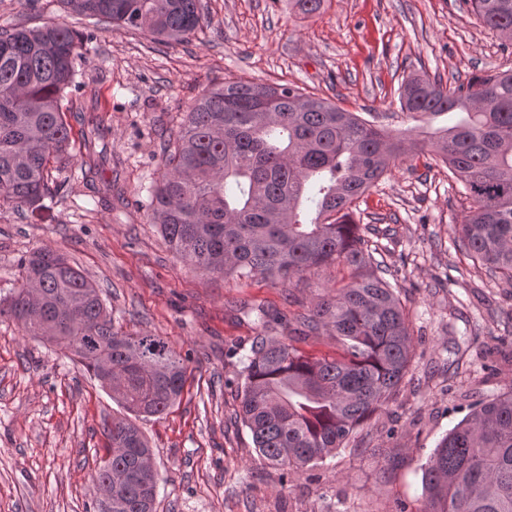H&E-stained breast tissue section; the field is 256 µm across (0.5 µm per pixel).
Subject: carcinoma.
Wrapping results in <instances>:
<instances>
[{
  "mask_svg": "<svg viewBox=\"0 0 512 512\" xmlns=\"http://www.w3.org/2000/svg\"><path fill=\"white\" fill-rule=\"evenodd\" d=\"M77 14L180 42L204 23L201 0H65ZM489 29L512 41V0H470ZM84 37L66 24L0 32V200L44 208L51 162L69 155L62 101ZM400 109L461 118L428 138L470 201L460 247L492 275L512 280V70L450 88L412 76ZM405 139L292 83L226 78L190 105L164 149V171L146 210L171 250L232 280L287 287L331 266L349 282L288 319V336H258L242 370L241 417L255 448L288 474L324 460L389 403L412 359L405 308L380 275L378 245L359 232L354 210ZM22 285L0 300V316L69 353L131 414L161 416L183 390L184 360L156 336L120 333L98 288L44 247L20 263ZM334 357L296 344L320 330ZM112 456L93 481L112 512H156L153 450L131 421L106 432ZM424 512H512V388L481 401L445 434L423 468Z\"/></svg>",
  "mask_w": 512,
  "mask_h": 512,
  "instance_id": "1",
  "label": "carcinoma"
}]
</instances>
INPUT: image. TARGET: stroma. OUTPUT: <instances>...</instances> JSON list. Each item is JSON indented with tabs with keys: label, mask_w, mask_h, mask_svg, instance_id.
<instances>
[{
	"label": "stroma",
	"mask_w": 512,
	"mask_h": 512,
	"mask_svg": "<svg viewBox=\"0 0 512 512\" xmlns=\"http://www.w3.org/2000/svg\"><path fill=\"white\" fill-rule=\"evenodd\" d=\"M206 22L180 43L68 12L62 0H0V29L65 23L87 37L63 101L71 158L51 164L59 193L32 214L0 202V297L20 260L48 247L101 292L115 329L162 338L187 366L179 402L138 418L159 473L157 512H422V467L476 402L512 388V281L455 244L470 206L445 167L405 155L361 206L397 288L413 358L394 399L345 448L296 474L269 465L240 420L241 370L255 336L337 287L335 268L282 288L206 274L179 259L145 209L162 146L202 89L227 77L290 82L395 133L446 117L402 112L412 75L454 84L512 69V43L461 0H201ZM127 412L76 361L0 317V512H96L104 433Z\"/></svg>",
	"instance_id": "obj_1"
}]
</instances>
